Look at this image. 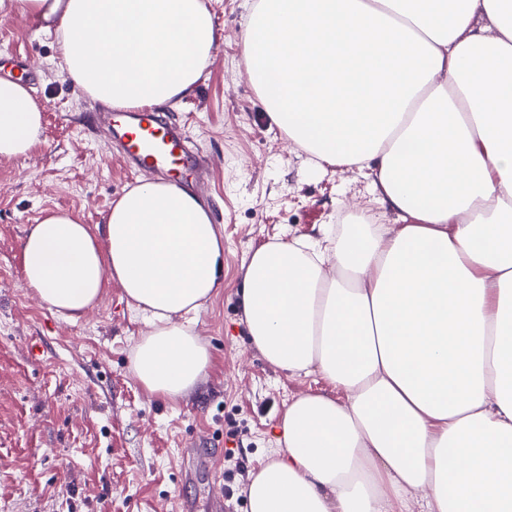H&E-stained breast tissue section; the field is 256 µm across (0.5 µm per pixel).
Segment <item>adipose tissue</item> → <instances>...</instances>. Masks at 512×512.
Masks as SVG:
<instances>
[{"mask_svg": "<svg viewBox=\"0 0 512 512\" xmlns=\"http://www.w3.org/2000/svg\"><path fill=\"white\" fill-rule=\"evenodd\" d=\"M53 22L65 71L103 103L186 96L216 32L203 0H0ZM245 61L269 121L322 164L374 165L402 217L247 263L239 303L273 367L345 399L297 397L250 512H512V0H254ZM42 113L0 78V158L27 156ZM224 235L177 185L125 191L103 223L54 211L27 229L26 288L75 318L111 284L153 327L132 372L187 397L209 365L182 314L223 277Z\"/></svg>", "mask_w": 512, "mask_h": 512, "instance_id": "1", "label": "adipose tissue"}]
</instances>
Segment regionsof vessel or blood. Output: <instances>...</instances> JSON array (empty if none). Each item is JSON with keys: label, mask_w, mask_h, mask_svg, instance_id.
I'll return each mask as SVG.
<instances>
[{"label": "vessel or blood", "mask_w": 512, "mask_h": 512, "mask_svg": "<svg viewBox=\"0 0 512 512\" xmlns=\"http://www.w3.org/2000/svg\"><path fill=\"white\" fill-rule=\"evenodd\" d=\"M106 119L131 163L158 169L184 183L185 169L195 166L196 160L186 153L177 126L156 112H110Z\"/></svg>", "instance_id": "b4317fda"}]
</instances>
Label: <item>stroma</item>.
<instances>
[{
	"label": "stroma",
	"mask_w": 512,
	"mask_h": 512,
	"mask_svg": "<svg viewBox=\"0 0 512 512\" xmlns=\"http://www.w3.org/2000/svg\"><path fill=\"white\" fill-rule=\"evenodd\" d=\"M217 38L194 90L161 112L200 150L198 194L224 233L222 284L187 314L210 363L170 400L134 378L147 317L112 288L75 319L24 284L22 241L47 212L99 224L113 200L149 178L96 126L99 100L66 75L54 34L21 11L0 15V78H32L41 142L0 159V512H249L251 474L277 457L275 426L302 394H329L317 373L272 367L252 347L239 305L246 261L277 240L316 238L344 214L399 223L381 208L373 170L313 167L265 116L244 60L248 0H207ZM39 357H31L32 345Z\"/></svg>",
	"instance_id": "obj_1"
}]
</instances>
